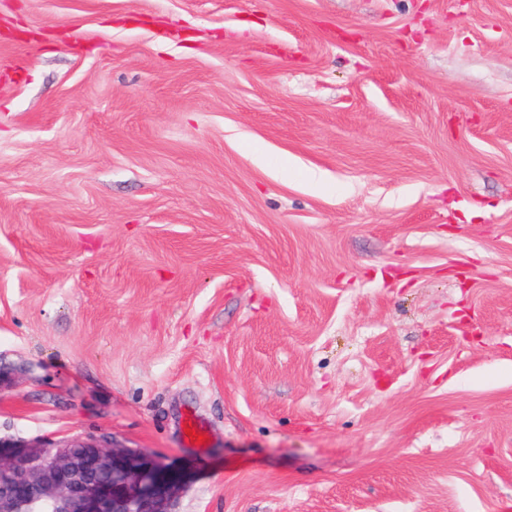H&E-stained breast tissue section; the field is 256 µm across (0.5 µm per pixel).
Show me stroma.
<instances>
[{"instance_id":"stroma-1","label":"stroma","mask_w":512,"mask_h":512,"mask_svg":"<svg viewBox=\"0 0 512 512\" xmlns=\"http://www.w3.org/2000/svg\"><path fill=\"white\" fill-rule=\"evenodd\" d=\"M0 433L512 512V0H0Z\"/></svg>"}]
</instances>
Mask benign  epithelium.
Segmentation results:
<instances>
[{
	"mask_svg": "<svg viewBox=\"0 0 512 512\" xmlns=\"http://www.w3.org/2000/svg\"><path fill=\"white\" fill-rule=\"evenodd\" d=\"M13 485L34 489L53 512H174L184 475L104 434L63 443L0 436V512H34L36 500Z\"/></svg>",
	"mask_w": 512,
	"mask_h": 512,
	"instance_id": "benign-epithelium-1",
	"label": "benign epithelium"
}]
</instances>
